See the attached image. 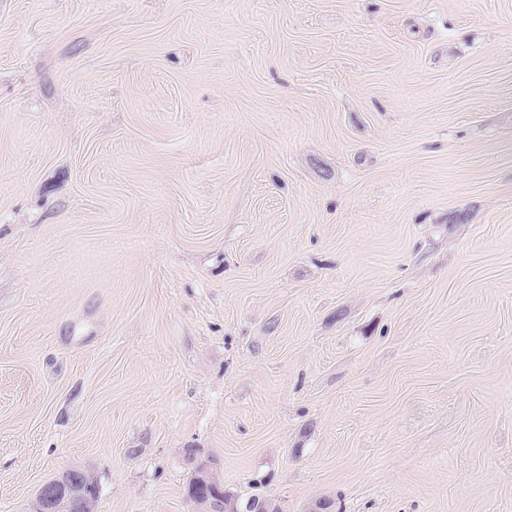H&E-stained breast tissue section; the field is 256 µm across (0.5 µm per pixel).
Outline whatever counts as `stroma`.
Instances as JSON below:
<instances>
[{
  "label": "stroma",
  "mask_w": 512,
  "mask_h": 512,
  "mask_svg": "<svg viewBox=\"0 0 512 512\" xmlns=\"http://www.w3.org/2000/svg\"><path fill=\"white\" fill-rule=\"evenodd\" d=\"M198 459L512 512V0H0V512ZM88 482L80 468H70L44 483L31 504L30 512H54L56 498H66L69 512H95L97 489Z\"/></svg>",
  "instance_id": "35a3bbf8"
}]
</instances>
